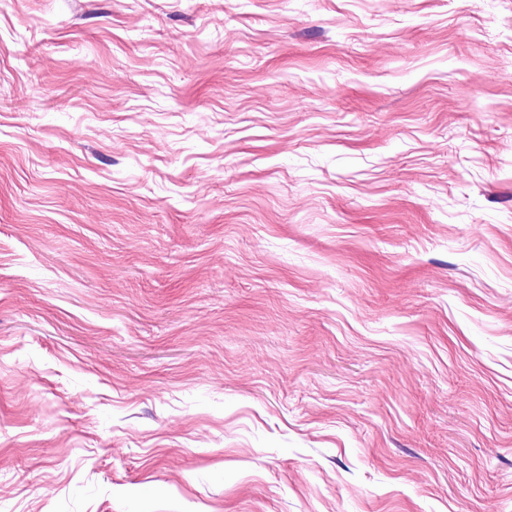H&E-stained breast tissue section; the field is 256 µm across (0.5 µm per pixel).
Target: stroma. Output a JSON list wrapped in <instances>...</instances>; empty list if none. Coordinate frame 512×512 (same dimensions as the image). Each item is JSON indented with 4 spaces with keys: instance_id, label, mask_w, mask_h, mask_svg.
<instances>
[{
    "instance_id": "1",
    "label": "stroma",
    "mask_w": 512,
    "mask_h": 512,
    "mask_svg": "<svg viewBox=\"0 0 512 512\" xmlns=\"http://www.w3.org/2000/svg\"><path fill=\"white\" fill-rule=\"evenodd\" d=\"M0 512H512V0H0Z\"/></svg>"
}]
</instances>
